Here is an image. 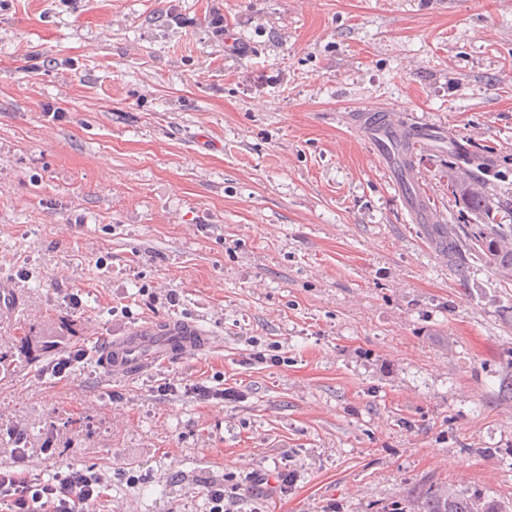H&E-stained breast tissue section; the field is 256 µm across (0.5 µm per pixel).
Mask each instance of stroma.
Segmentation results:
<instances>
[{
    "mask_svg": "<svg viewBox=\"0 0 512 512\" xmlns=\"http://www.w3.org/2000/svg\"><path fill=\"white\" fill-rule=\"evenodd\" d=\"M368 108L429 131L416 190L460 266L346 122ZM453 149L512 210V0H0V335L41 343L0 373V469L16 425L30 473L102 475L88 512H208L211 482L234 512L512 502V278ZM147 319L219 346L112 377ZM457 167L449 165V170L458 173L448 181V189L451 193L458 194L465 201L468 211L475 216V221L481 227L472 232L471 242L474 249L484 254L495 268L505 274L512 273V231H508L498 216L504 212V205L499 201L495 203L494 197L484 190L476 191L475 186H480V176L468 166V160L462 156H456ZM463 163L465 166H460ZM507 512L506 505L486 500L478 493L470 494L448 486H431L413 498L410 507L391 508L390 512Z\"/></svg>",
    "mask_w": 512,
    "mask_h": 512,
    "instance_id": "obj_1",
    "label": "stroma"
}]
</instances>
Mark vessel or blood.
I'll return each instance as SVG.
<instances>
[{"label": "vessel or blood", "instance_id": "vessel-or-blood-1", "mask_svg": "<svg viewBox=\"0 0 512 512\" xmlns=\"http://www.w3.org/2000/svg\"><path fill=\"white\" fill-rule=\"evenodd\" d=\"M347 120L363 131L388 162L398 159L400 145L410 135L394 113L385 109L352 112ZM217 344V337L189 322H146L108 341L102 361L113 377L132 379L172 359L204 353Z\"/></svg>", "mask_w": 512, "mask_h": 512}]
</instances>
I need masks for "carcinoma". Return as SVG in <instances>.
<instances>
[{
    "mask_svg": "<svg viewBox=\"0 0 512 512\" xmlns=\"http://www.w3.org/2000/svg\"><path fill=\"white\" fill-rule=\"evenodd\" d=\"M460 165L449 166L456 175L448 181V189L462 197L468 211L479 225L471 234L474 249L484 254L495 268L505 274L512 273V232L498 221L504 205L494 201L487 192L475 190L480 176L465 166L467 159L459 156ZM453 227L445 224L431 226V233L441 244L447 246L448 264L457 265L456 250L452 239ZM507 512V506L487 500L478 493H469L448 486H432L413 498L409 508L395 507L392 512Z\"/></svg>",
    "mask_w": 512,
    "mask_h": 512,
    "instance_id": "1",
    "label": "carcinoma"
}]
</instances>
